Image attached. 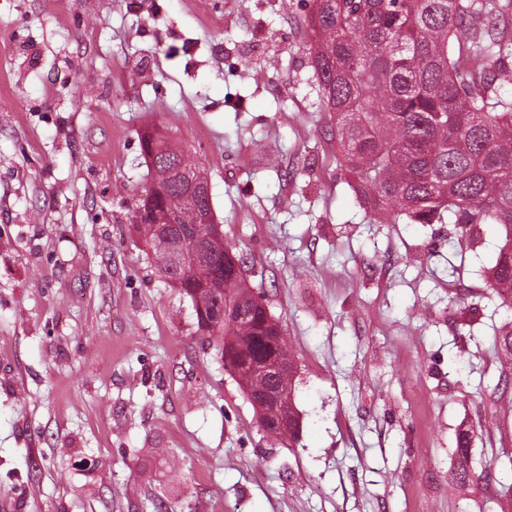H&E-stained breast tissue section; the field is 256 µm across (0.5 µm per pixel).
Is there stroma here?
<instances>
[{"label":"stroma","instance_id":"stroma-1","mask_svg":"<svg viewBox=\"0 0 512 512\" xmlns=\"http://www.w3.org/2000/svg\"><path fill=\"white\" fill-rule=\"evenodd\" d=\"M301 0H0V512H479L508 501L502 238L373 223L336 164ZM210 177L295 354L268 438L141 250L140 136ZM432 261H425V254ZM472 429L477 478L450 482Z\"/></svg>","mask_w":512,"mask_h":512}]
</instances>
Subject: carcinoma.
<instances>
[{"label":"carcinoma","mask_w":512,"mask_h":512,"mask_svg":"<svg viewBox=\"0 0 512 512\" xmlns=\"http://www.w3.org/2000/svg\"><path fill=\"white\" fill-rule=\"evenodd\" d=\"M485 0H314L304 23L314 33L307 45L323 111L336 124L338 168L349 175L357 197L381 223L404 217L411 224L448 218L456 226L460 251L480 242L481 226L495 224L502 234L495 262L485 268L489 294L512 305V99L495 83L507 71L512 44L494 32ZM468 50L472 67H461L452 48ZM142 155L152 157L153 180L167 206L178 213L167 236L150 224L135 225L144 252L178 290L202 282L223 297L248 303L244 278L228 284L216 263L181 267L171 254L183 234L195 233L196 210L212 208L199 199L187 207L183 182L174 175L182 164L198 165L178 143L143 135ZM219 353L233 336L239 354L252 358L264 349L253 329L224 323L202 325ZM495 344L512 363V321L495 332ZM473 432L456 440L452 481L466 485Z\"/></svg>","instance_id":"1"}]
</instances>
